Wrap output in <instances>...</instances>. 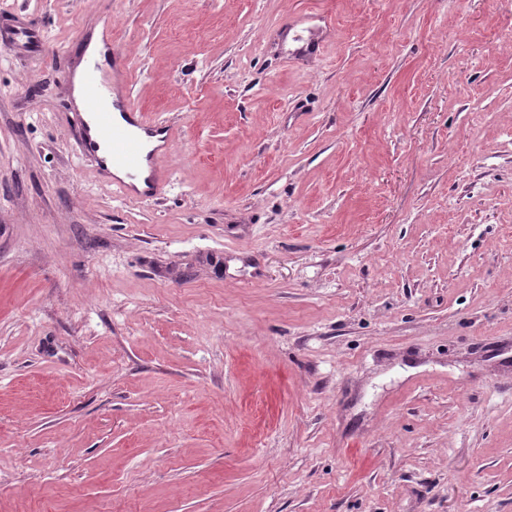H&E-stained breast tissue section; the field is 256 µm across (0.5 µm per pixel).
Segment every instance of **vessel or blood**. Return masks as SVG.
Returning a JSON list of instances; mask_svg holds the SVG:
<instances>
[{"mask_svg": "<svg viewBox=\"0 0 512 512\" xmlns=\"http://www.w3.org/2000/svg\"><path fill=\"white\" fill-rule=\"evenodd\" d=\"M0 47L14 53H45L49 45L44 32L32 26H13L0 30ZM110 68H103L95 56H88L82 73H74L68 55L58 53L57 64L66 77L80 75L84 109L71 117L74 127L76 155L94 172L117 166L124 170L119 181L120 192H128L138 178H145L147 187L141 191L142 201L157 199L169 186L171 177L163 165L162 150L144 153L142 134L163 135L166 144H173L172 127L151 120L132 107L124 90L127 82L126 57L119 48H112Z\"/></svg>", "mask_w": 512, "mask_h": 512, "instance_id": "vessel-or-blood-1", "label": "vessel or blood"}]
</instances>
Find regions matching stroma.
Masks as SVG:
<instances>
[{
    "label": "stroma",
    "instance_id": "1",
    "mask_svg": "<svg viewBox=\"0 0 512 512\" xmlns=\"http://www.w3.org/2000/svg\"><path fill=\"white\" fill-rule=\"evenodd\" d=\"M105 11L172 183L0 48V512H512V0H0Z\"/></svg>",
    "mask_w": 512,
    "mask_h": 512
}]
</instances>
